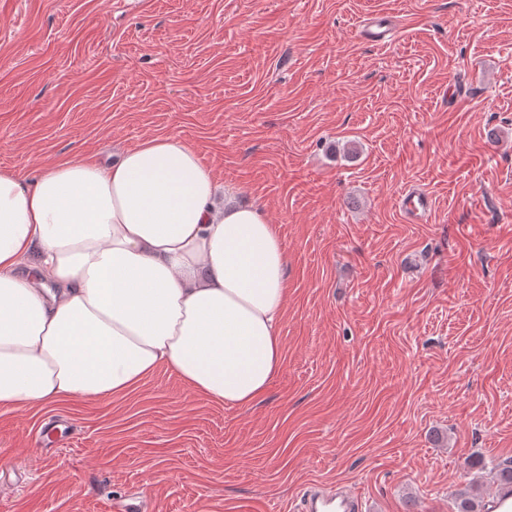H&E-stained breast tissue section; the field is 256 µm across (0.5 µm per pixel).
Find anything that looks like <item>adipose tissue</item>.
<instances>
[{
    "label": "adipose tissue",
    "instance_id": "adipose-tissue-1",
    "mask_svg": "<svg viewBox=\"0 0 512 512\" xmlns=\"http://www.w3.org/2000/svg\"><path fill=\"white\" fill-rule=\"evenodd\" d=\"M288 257L196 150L0 169V406L119 398L159 368L247 407L283 365Z\"/></svg>",
    "mask_w": 512,
    "mask_h": 512
}]
</instances>
